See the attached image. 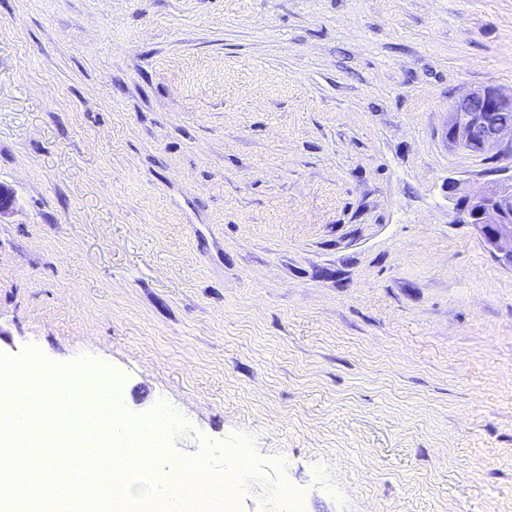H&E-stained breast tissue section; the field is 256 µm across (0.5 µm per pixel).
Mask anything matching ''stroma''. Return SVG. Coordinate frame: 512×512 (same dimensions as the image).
I'll list each match as a JSON object with an SVG mask.
<instances>
[{"instance_id": "obj_1", "label": "stroma", "mask_w": 512, "mask_h": 512, "mask_svg": "<svg viewBox=\"0 0 512 512\" xmlns=\"http://www.w3.org/2000/svg\"><path fill=\"white\" fill-rule=\"evenodd\" d=\"M512 0H0V353L247 440L236 512H512V270L447 185Z\"/></svg>"}]
</instances>
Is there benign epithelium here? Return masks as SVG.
I'll list each match as a JSON object with an SVG mask.
<instances>
[{
  "instance_id": "7a95c632",
  "label": "benign epithelium",
  "mask_w": 512,
  "mask_h": 512,
  "mask_svg": "<svg viewBox=\"0 0 512 512\" xmlns=\"http://www.w3.org/2000/svg\"><path fill=\"white\" fill-rule=\"evenodd\" d=\"M512 113V91L485 88L455 102L447 125L448 143L474 154L512 155V122L501 113ZM510 175L489 183L476 194L458 198L463 223L471 225L488 252L512 270V165Z\"/></svg>"
}]
</instances>
